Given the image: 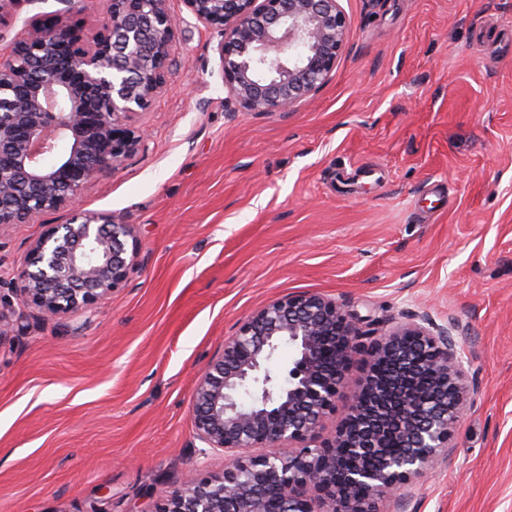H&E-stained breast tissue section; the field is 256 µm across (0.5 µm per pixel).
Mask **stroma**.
Here are the masks:
<instances>
[{
	"instance_id": "obj_1",
	"label": "stroma",
	"mask_w": 512,
	"mask_h": 512,
	"mask_svg": "<svg viewBox=\"0 0 512 512\" xmlns=\"http://www.w3.org/2000/svg\"><path fill=\"white\" fill-rule=\"evenodd\" d=\"M347 48L288 112L231 111L219 36L183 0L142 149L79 198L138 258L93 309L28 308L0 337V512H153L224 470L194 436L200 371L261 304L313 293L376 333L418 312L467 330L479 396L447 460L381 512H512V0H341ZM88 34L99 0H19ZM65 210L0 236V278Z\"/></svg>"
}]
</instances>
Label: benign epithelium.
Wrapping results in <instances>:
<instances>
[{
	"mask_svg": "<svg viewBox=\"0 0 512 512\" xmlns=\"http://www.w3.org/2000/svg\"><path fill=\"white\" fill-rule=\"evenodd\" d=\"M216 30L229 101L287 112L313 96L343 54L350 21L340 0H183ZM176 19L167 0H105L91 38L65 15L27 21L0 61V235L67 209L27 263L0 288L46 317L94 308L123 287L138 249L130 224L81 211L82 189L135 155L146 111L165 81ZM463 329L413 314L381 336L334 299L288 295L259 306L224 341L194 392L198 440L224 453L219 476L189 475L154 512H379V502L424 476L476 402ZM283 343L288 378L266 369ZM362 366L329 438L324 420ZM251 397L246 405L241 393ZM406 452L390 455L389 436ZM292 448L286 455L255 448Z\"/></svg>",
	"mask_w": 512,
	"mask_h": 512,
	"instance_id": "7a95c632",
	"label": "benign epithelium"
}]
</instances>
